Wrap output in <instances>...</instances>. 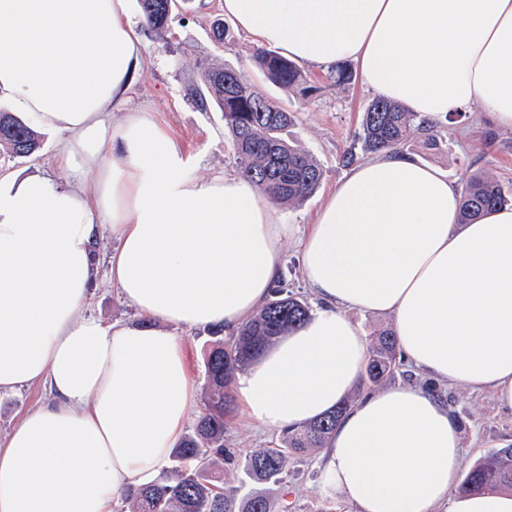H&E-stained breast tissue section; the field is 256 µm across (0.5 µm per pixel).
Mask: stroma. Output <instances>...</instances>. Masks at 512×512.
<instances>
[{"mask_svg": "<svg viewBox=\"0 0 512 512\" xmlns=\"http://www.w3.org/2000/svg\"><path fill=\"white\" fill-rule=\"evenodd\" d=\"M132 19L150 63L136 76L126 111L113 113V122H121L129 111L148 113L179 144L194 176L208 179L236 172L238 164L223 113L215 105H201L195 95L205 68L234 69L242 79L293 112L294 120L283 131V138L310 153L323 170V180L315 193L300 202L277 207L280 223L298 232L306 230L327 194L345 175L344 155L362 151L361 112L372 94L361 79L356 77L340 85L330 70L304 65L307 79L317 88L310 100L270 82L256 66L257 45L251 36L234 28L224 42L215 41L213 27L224 19L221 0H185L162 33L143 24L140 7H133ZM40 140V148L29 157L13 156L0 147V173L21 177L39 173L66 182V175L54 164V135L41 133ZM404 151L446 174L455 186H462L468 174L480 172L512 188V130L493 127L482 110L466 112L448 124L436 148L428 149L412 140ZM115 247V239L107 234L97 242L100 266L83 312L106 323H138L141 315L122 300L112 283L109 258ZM435 388L446 399L460 433L464 467L512 444V411L501 408L490 392L441 382ZM49 399L47 390L39 385L0 393V445L25 413ZM278 438V432L229 419L224 445L235 453L237 462L224 467L225 488L246 494L251 485L240 467L241 460L254 451L273 447ZM324 460L321 449L289 460L288 487L274 494L280 512H354L340 493L325 484Z\"/></svg>", "mask_w": 512, "mask_h": 512, "instance_id": "obj_1", "label": "stroma"}]
</instances>
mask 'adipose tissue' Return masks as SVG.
<instances>
[{
  "instance_id": "adipose-tissue-1",
  "label": "adipose tissue",
  "mask_w": 512,
  "mask_h": 512,
  "mask_svg": "<svg viewBox=\"0 0 512 512\" xmlns=\"http://www.w3.org/2000/svg\"><path fill=\"white\" fill-rule=\"evenodd\" d=\"M260 45L331 68L429 122L472 108L512 130V0H223ZM145 56L130 0H0V99L54 133L66 183L0 174V392L47 384L0 448V512H113L168 460L197 408L176 328L232 334L267 301L293 233L239 173L191 176L147 113L116 126ZM94 180L86 192V180ZM438 170L385 150L353 166L302 245L317 304L234 379L239 419L297 428L347 398L367 346L351 311L390 316L402 358L512 410V208L459 221ZM147 322L82 315L96 242ZM448 406L414 386L365 396L326 451L356 512H512V491L456 492Z\"/></svg>"
}]
</instances>
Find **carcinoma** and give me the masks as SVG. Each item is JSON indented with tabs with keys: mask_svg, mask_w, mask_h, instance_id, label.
I'll return each mask as SVG.
<instances>
[{
	"mask_svg": "<svg viewBox=\"0 0 512 512\" xmlns=\"http://www.w3.org/2000/svg\"><path fill=\"white\" fill-rule=\"evenodd\" d=\"M140 5L146 25L159 30L168 25L175 0H140ZM255 62L268 80L298 92L304 99L317 91L295 62L274 50H258ZM202 81L210 100L224 112V124L242 173L281 203L301 201L319 188L323 171L316 159L281 137L293 121L288 108L263 95L229 67L204 70ZM442 137L441 126L429 125L416 113L380 97L369 101L362 112L360 138L367 153L397 150L417 138L432 149ZM0 145L17 157H28L39 148L37 134L7 112H0ZM510 202L512 196L498 181L473 173L462 187L460 223L468 224ZM310 312L306 302L277 284L264 306L237 332L226 336L222 326L210 329L213 341L204 354L203 411L193 432L174 449L175 465L123 497V501L132 503L131 512H274L269 490L276 485L288 486V458L311 448L327 447L353 399L347 398L316 421L283 432L276 446L246 456L243 472L255 488L239 497L224 490L218 470L220 464L231 459L224 448V428L232 405L230 386L235 373L245 369L262 348L285 329L303 323ZM401 366L395 336L380 333L368 349L365 379L371 385H380ZM488 488L512 491V445L496 449L473 465L459 485L464 493Z\"/></svg>",
	"mask_w": 512,
	"mask_h": 512,
	"instance_id": "1",
	"label": "carcinoma"
}]
</instances>
